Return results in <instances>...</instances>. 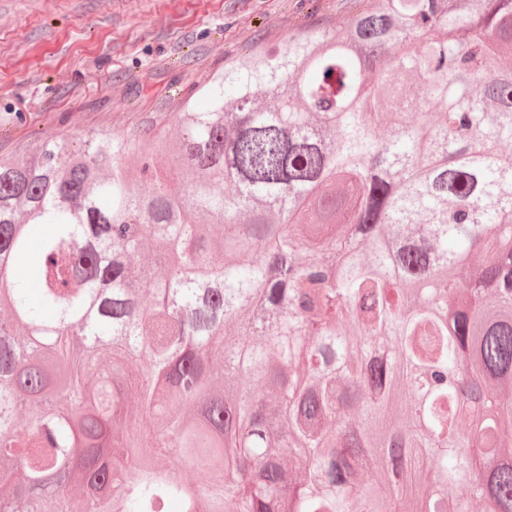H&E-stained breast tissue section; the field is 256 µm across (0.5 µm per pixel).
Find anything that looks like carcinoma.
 <instances>
[{
    "instance_id": "cac0c4a2",
    "label": "carcinoma",
    "mask_w": 512,
    "mask_h": 512,
    "mask_svg": "<svg viewBox=\"0 0 512 512\" xmlns=\"http://www.w3.org/2000/svg\"><path fill=\"white\" fill-rule=\"evenodd\" d=\"M511 56L512 0H371L0 157V512H512Z\"/></svg>"
}]
</instances>
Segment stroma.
Wrapping results in <instances>:
<instances>
[{"mask_svg": "<svg viewBox=\"0 0 512 512\" xmlns=\"http://www.w3.org/2000/svg\"><path fill=\"white\" fill-rule=\"evenodd\" d=\"M353 0H0V154L92 131L146 135L245 47L342 23Z\"/></svg>", "mask_w": 512, "mask_h": 512, "instance_id": "1", "label": "stroma"}]
</instances>
